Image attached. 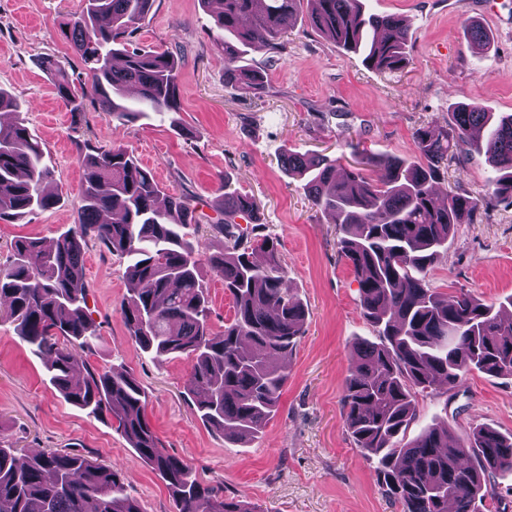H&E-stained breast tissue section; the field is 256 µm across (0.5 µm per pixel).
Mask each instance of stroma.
<instances>
[{
	"label": "stroma",
	"mask_w": 512,
	"mask_h": 512,
	"mask_svg": "<svg viewBox=\"0 0 512 512\" xmlns=\"http://www.w3.org/2000/svg\"><path fill=\"white\" fill-rule=\"evenodd\" d=\"M367 12L396 14L409 25V64L380 72L337 48L298 16L288 54L272 59L256 46L251 62L266 91L224 84V56L212 43L213 19L200 0H155L133 35L134 47L168 50L181 62V111L121 121L85 98L82 114L57 97L44 59L59 61L75 83L90 84L84 63L63 30L82 0H0V88L21 105L0 120H24L55 167L63 201L20 221H0V268L22 236L49 242L77 224L82 167L77 145H122L155 174L163 192L186 194L202 217L205 255L224 250L213 230L221 183L253 196L258 231L280 242L288 283L306 308L304 333L287 361L288 382L263 432L248 443L224 440L204 425L184 389L192 362L153 358L130 338L117 312L127 293L125 267L91 241L84 250L88 305L98 339L85 355L99 370L132 373L142 386L146 416L164 450L188 464L204 485L263 512H399L378 487L372 463L357 448L341 410L356 346L374 340L363 317L358 281L343 255L339 225L313 206L301 182L288 177L284 155H323L347 169L365 156L420 161L415 130L442 125L460 102L512 114V0H363ZM490 34L475 57L467 30ZM490 168L484 155L449 159L439 197L481 198ZM439 292L464 289L488 303L512 295V207L460 224L433 266ZM423 421L462 434L471 424L512 432V376L469 374L453 398L419 396ZM0 436L21 450L79 453L118 467L143 512H173L166 483L138 458L108 415L65 402L41 360L0 320Z\"/></svg>",
	"instance_id": "stroma-1"
}]
</instances>
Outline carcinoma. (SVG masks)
Returning <instances> with one entry per match:
<instances>
[{
  "mask_svg": "<svg viewBox=\"0 0 512 512\" xmlns=\"http://www.w3.org/2000/svg\"><path fill=\"white\" fill-rule=\"evenodd\" d=\"M154 0H84L65 36L91 77L98 107L123 120L143 112H178L180 70L170 51L128 49V37ZM212 7L213 45L224 53V83L261 94L263 70L247 59L254 35L272 53L288 54V29L307 12L310 26L378 71L406 66L409 27L395 14H371L360 0H201ZM69 111L81 113L88 93L66 69L50 67ZM423 161L371 157L375 176L354 170L336 178L325 158L288 155L291 178L304 183L312 204L342 227L341 251L359 284L363 316L378 341L364 342L345 379L343 417L356 446L374 464L382 492L400 512H486L500 500L496 479L512 472V434L477 424L456 436L446 426L407 432L418 418L417 394H447L469 372L512 375V319L471 292L442 294L429 272L448 247L455 226L479 207L512 205V116L491 122L476 106L461 105L444 126L418 128ZM485 154L492 176L478 202L450 193L434 199L448 156ZM84 182L79 222L47 245L21 237L0 269V317L43 360L50 383L69 404L109 414L139 458L167 482L174 512H257L236 498L217 496L191 468L160 448L145 416L146 395L127 371L87 369L82 354L98 339L83 277V248L91 239L125 261L127 294L118 312L132 340L156 357L185 355L192 370L187 391L199 419L232 442L258 436L277 411L288 381L282 364L302 336L305 307L288 285L278 241L235 221L255 217L256 200L224 185V252L208 258L224 279L234 317L221 332L210 324V300L200 275V251L189 240L190 200L162 193L153 172L122 146L89 142L79 148ZM41 142L21 121L0 123V220L54 208L57 193ZM0 505L7 512H143L119 469L62 451L20 453L0 439Z\"/></svg>",
  "mask_w": 512,
  "mask_h": 512,
  "instance_id": "cac0c4a2",
  "label": "carcinoma"
}]
</instances>
